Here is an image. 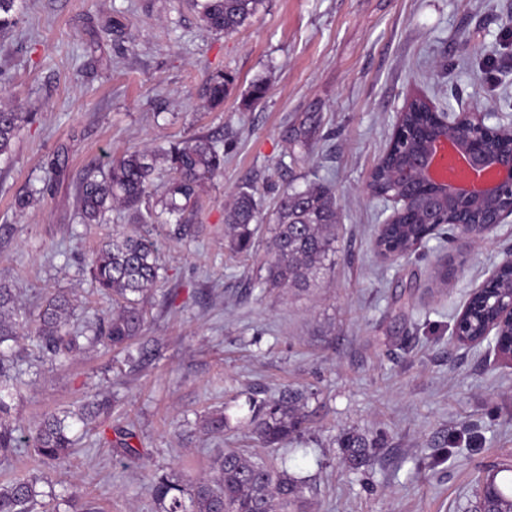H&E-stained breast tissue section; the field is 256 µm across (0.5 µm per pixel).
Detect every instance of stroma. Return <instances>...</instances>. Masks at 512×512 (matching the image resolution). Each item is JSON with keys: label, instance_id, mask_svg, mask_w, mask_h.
<instances>
[{"label": "stroma", "instance_id": "1", "mask_svg": "<svg viewBox=\"0 0 512 512\" xmlns=\"http://www.w3.org/2000/svg\"><path fill=\"white\" fill-rule=\"evenodd\" d=\"M27 2L0 34V105L30 115L0 159V286L21 332L60 291L74 303L71 327L112 310L88 262L131 218L81 223L74 198L88 170L168 142L224 143V175L187 226L150 228L162 279L141 360L86 345L55 366L31 342L16 346L21 389L6 401L22 432L89 396L112 402L92 424L72 423L75 452L51 478V508L71 512L76 492L103 512H156L154 472L200 477L237 448L267 463L287 455L305 512H480L476 477L512 479V357L490 339L459 344L454 328L512 255V217L477 236L441 226L392 260L375 238L393 205L367 184L412 97L512 119V0H260L229 36L207 32L190 0ZM115 12L127 19L117 42L100 32ZM218 71L234 82L215 106L207 79ZM261 80L266 97L244 107ZM54 161L63 172L44 182ZM314 182L340 207L336 263L309 291L264 288L278 196ZM246 186L265 226L244 257L225 246L224 219ZM27 188L41 197L16 211ZM288 393L301 395L306 428L287 451L263 447L249 404ZM217 410L229 418L221 436L200 427ZM347 431L375 443L357 472L338 446Z\"/></svg>", "mask_w": 512, "mask_h": 512}]
</instances>
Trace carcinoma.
Returning <instances> with one entry per match:
<instances>
[{
  "mask_svg": "<svg viewBox=\"0 0 512 512\" xmlns=\"http://www.w3.org/2000/svg\"><path fill=\"white\" fill-rule=\"evenodd\" d=\"M25 0H0V33L13 28ZM260 0H192L203 27L226 35L236 32L256 13ZM234 78L222 72L208 79L210 101L224 103ZM404 123L419 129L431 123V116L420 103L403 117ZM23 122V115L0 108V157L11 152ZM415 153L414 144L399 141L385 165L372 173L370 188L377 197L402 195L408 185L395 178L393 162ZM169 172L162 190L154 189L156 170ZM224 174V146L221 141L195 137L160 145L150 151H136L112 161L101 175L88 171L76 194V206L82 219L97 223L112 209L123 210L140 222L166 215L177 223L186 220V212L201 188ZM155 196V206L141 211V205ZM432 214L427 206H415L392 224L378 228L376 246L385 256L413 252L433 234ZM339 206L333 189L310 184L303 189L290 186L280 194L275 224L272 227V253L265 268L268 288H293L307 291L316 285L335 260L336 224ZM262 218L254 194L242 190L233 198L224 224V239L237 254L253 251ZM93 287L112 298V312L89 322L81 335L67 330L73 313L69 295L50 297L43 310L35 340L52 363L62 364L85 342L107 349L118 348L129 360L143 354L138 340L145 327V307L160 280V265L153 242L139 229L115 230L93 254L90 262ZM15 297L0 286V346L18 342L20 332L12 320ZM457 341L472 340L482 332V321L474 315L459 327ZM105 399L92 397L74 412L63 416L46 414L35 431L25 437L18 434L11 406L0 398V455L7 456L21 447L34 449L49 469H61L69 463L72 440L67 418L84 424L95 421L108 409ZM306 419L299 412L297 398L291 394L253 407L249 420L252 434L265 446L285 445L304 429ZM227 426L224 413L203 420L202 428L221 434ZM346 460L354 470L366 465L374 444L358 432L346 433L340 442ZM49 482L46 473L30 477L15 476L0 485V512H37L41 505L38 484ZM149 492L158 512H301L303 481L288 471L287 461L280 464L258 462L236 448L224 449L210 472L190 479L175 473L156 474ZM482 503L494 512H512V494L500 485L494 492L482 494Z\"/></svg>",
  "mask_w": 512,
  "mask_h": 512,
  "instance_id": "carcinoma-1",
  "label": "carcinoma"
}]
</instances>
